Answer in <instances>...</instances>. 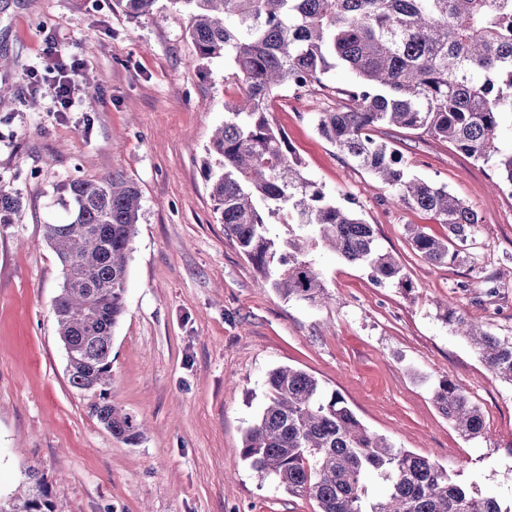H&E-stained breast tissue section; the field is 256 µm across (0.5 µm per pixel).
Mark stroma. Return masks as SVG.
I'll use <instances>...</instances> for the list:
<instances>
[{
	"label": "stroma",
	"mask_w": 512,
	"mask_h": 512,
	"mask_svg": "<svg viewBox=\"0 0 512 512\" xmlns=\"http://www.w3.org/2000/svg\"><path fill=\"white\" fill-rule=\"evenodd\" d=\"M188 26L169 0L136 20L113 0H0V84L14 91L0 104V185L24 199L20 223L0 229V495L16 493L33 465L53 512H314L308 498L258 483L240 457L267 373L290 366L339 391L396 447L512 501V385L492 378L440 309L448 302L512 336V190L493 187L489 163L383 127L410 174L447 186L479 216L467 263L432 264L409 230L442 238L447 225L389 206V189L317 131L313 113L334 108L330 89L350 74L339 67L327 88L281 91L269 119L306 175L372 225L414 284L408 293L376 283L366 267L322 251L332 301H285L259 286L213 210L203 160L236 85L223 59L199 58ZM52 41L93 75L69 112L52 109ZM111 172L142 193L110 390L150 424L134 446L113 438L92 414L93 397L69 384L52 313L61 265L42 240L44 224L67 217L55 183ZM472 265L494 282L472 278ZM441 379L482 408L483 438L465 440L439 413L431 388Z\"/></svg>",
	"instance_id": "obj_1"
}]
</instances>
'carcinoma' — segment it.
Masks as SVG:
<instances>
[{
  "instance_id": "obj_1",
  "label": "carcinoma",
  "mask_w": 512,
  "mask_h": 512,
  "mask_svg": "<svg viewBox=\"0 0 512 512\" xmlns=\"http://www.w3.org/2000/svg\"><path fill=\"white\" fill-rule=\"evenodd\" d=\"M157 0H115L138 19ZM190 16L202 59L231 62L236 98L208 148L206 181L225 234L287 301L332 300L314 254L328 248L379 282L411 281L379 249L371 225L329 199L307 177L266 116L279 91H299L340 65L353 81L336 87V108L318 112L319 133L392 190L389 203L431 212L448 225L439 239L417 228L411 242L427 261H465L461 248L478 215L444 185L410 177L382 126L421 131L466 157L493 162L497 185L512 188V149L497 146L500 115L512 112V0H172ZM69 220L43 225L61 264L53 305L70 385L98 396L92 414L112 437L139 444L145 424L109 399L112 335L125 312L126 282L141 191L120 173L55 185ZM21 193L0 186V227L18 223ZM288 227L284 236L272 226ZM493 377L512 385V336H497L445 309ZM265 405L246 429L241 457L255 478L312 500L316 512H512L477 482L458 481L435 460L398 449L366 427L336 391L292 367L264 382ZM432 400L465 440L485 434L482 410L459 385L440 380ZM21 496L0 497V512H53L36 467Z\"/></svg>"
}]
</instances>
